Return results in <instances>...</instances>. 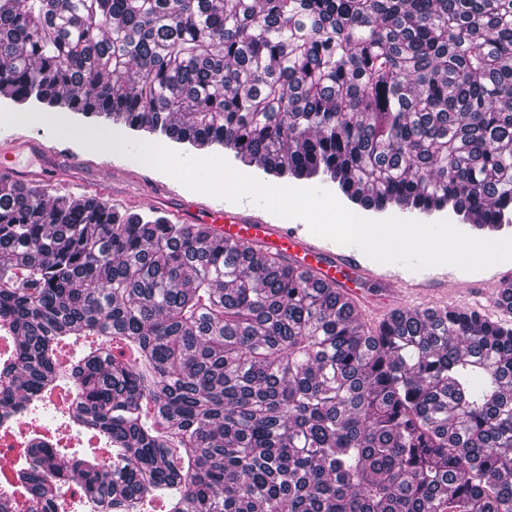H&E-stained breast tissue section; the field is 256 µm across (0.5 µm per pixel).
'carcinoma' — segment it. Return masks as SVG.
Segmentation results:
<instances>
[{"instance_id": "obj_1", "label": "carcinoma", "mask_w": 512, "mask_h": 512, "mask_svg": "<svg viewBox=\"0 0 512 512\" xmlns=\"http://www.w3.org/2000/svg\"><path fill=\"white\" fill-rule=\"evenodd\" d=\"M0 85L365 210L512 224V0H0ZM1 337L26 512H512L508 321L369 327L203 226L16 183ZM225 158L230 163V165L234 169H236L237 171L242 172V173L247 174V175H250V176H253V177L257 178L258 180H260V181H262V182H264L266 184L277 185V186H295V187H316V186H319V187H323V188H326V189L330 190L336 196V190L334 189V187L329 182H322V183L310 182V183H304V182L294 181V180H291V179L288 180V179L275 178L273 176H268V175L264 174L263 171L261 169H259L258 167H256V166H253V167L240 166L239 164H237L232 159H229L227 157H225ZM337 198L346 207H348L349 209H351L355 213H357V214H359L361 216L367 217V218L382 219V218H386V217H389V216H396L395 214L390 213V212L367 211V210L362 209L359 206H355V205H352L350 203H347V202L343 201L342 199H340L339 197H337Z\"/></svg>"}]
</instances>
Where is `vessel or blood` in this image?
Listing matches in <instances>:
<instances>
[{
	"label": "vessel or blood",
	"mask_w": 512,
	"mask_h": 512,
	"mask_svg": "<svg viewBox=\"0 0 512 512\" xmlns=\"http://www.w3.org/2000/svg\"><path fill=\"white\" fill-rule=\"evenodd\" d=\"M61 151L53 139H26L12 134L0 138V181L12 183L20 178L55 184L54 166ZM180 224H203L225 238L250 246L258 253L278 256L294 269L320 278L335 280L338 288L350 293L357 306L375 307L365 290L380 286L385 301L397 298L399 275L390 273L385 264L361 256L358 248L336 247L313 235L307 226L271 224L249 209L227 210L219 199L205 204H187L174 210Z\"/></svg>",
	"instance_id": "vessel-or-blood-1"
}]
</instances>
